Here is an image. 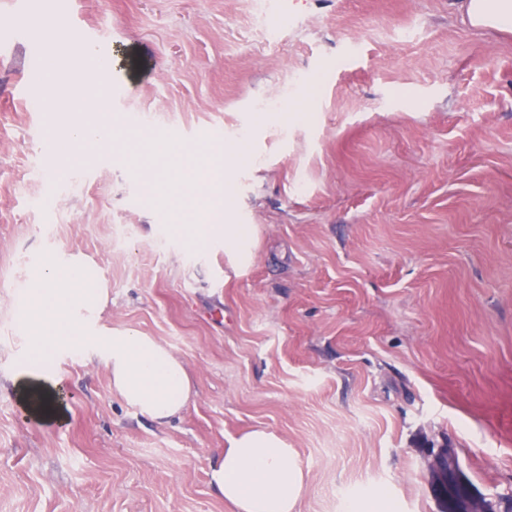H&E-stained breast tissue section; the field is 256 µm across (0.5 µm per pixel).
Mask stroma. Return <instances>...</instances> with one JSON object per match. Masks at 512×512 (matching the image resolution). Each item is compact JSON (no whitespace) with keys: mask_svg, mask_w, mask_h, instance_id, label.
<instances>
[{"mask_svg":"<svg viewBox=\"0 0 512 512\" xmlns=\"http://www.w3.org/2000/svg\"><path fill=\"white\" fill-rule=\"evenodd\" d=\"M253 0H0V512H236L210 471L265 429L305 475L296 512H441L433 454L512 500V32L459 0H298L268 41ZM108 38L129 144L54 187L42 64ZM238 145L228 218L253 227L239 270L223 245L169 235L168 198L203 133ZM165 179L144 197L139 175ZM73 255L109 291L107 326L155 337L196 397L156 423L92 356L58 360L66 418L14 381L34 268Z\"/></svg>","mask_w":512,"mask_h":512,"instance_id":"35a3bbf8","label":"stroma"}]
</instances>
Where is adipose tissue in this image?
Here are the masks:
<instances>
[{
    "label": "adipose tissue",
    "instance_id": "ef3b65f1",
    "mask_svg": "<svg viewBox=\"0 0 512 512\" xmlns=\"http://www.w3.org/2000/svg\"><path fill=\"white\" fill-rule=\"evenodd\" d=\"M476 27L512 29V0H461ZM232 145L215 144L204 154L193 182L197 194L176 199L179 211L196 213L193 224L169 225V232L194 249L220 241L225 252L246 265L251 250L248 225L230 224L224 208V172ZM96 268L76 258L39 265L23 295L20 329L27 338L15 369L22 392H35L43 409L64 419L62 382L55 362L65 353H94L106 364L112 390L127 405L158 423L180 414L195 395L183 361L154 337L138 331L98 329L107 301ZM211 482L237 512H295L304 472L287 443L266 430L231 441L211 470Z\"/></svg>",
    "mask_w": 512,
    "mask_h": 512
}]
</instances>
